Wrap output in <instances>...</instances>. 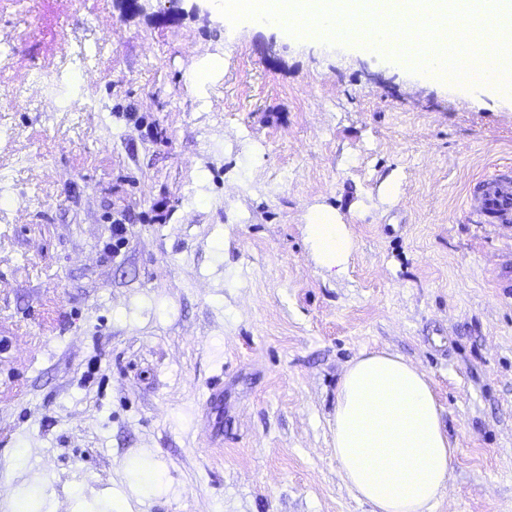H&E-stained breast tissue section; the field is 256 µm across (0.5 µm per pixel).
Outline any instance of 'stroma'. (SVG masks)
Segmentation results:
<instances>
[{"instance_id":"obj_1","label":"stroma","mask_w":512,"mask_h":512,"mask_svg":"<svg viewBox=\"0 0 512 512\" xmlns=\"http://www.w3.org/2000/svg\"><path fill=\"white\" fill-rule=\"evenodd\" d=\"M0 36V512H369L331 435L363 350L442 407L434 512H512V225L469 204L512 172V97L210 0H0ZM78 45L82 111L19 94ZM309 240L314 250L320 255L328 271L336 275L346 269L348 257L352 251V242L345 226L328 221L308 224Z\"/></svg>"}]
</instances>
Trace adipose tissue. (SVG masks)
Here are the masks:
<instances>
[{
	"instance_id": "1",
	"label": "adipose tissue",
	"mask_w": 512,
	"mask_h": 512,
	"mask_svg": "<svg viewBox=\"0 0 512 512\" xmlns=\"http://www.w3.org/2000/svg\"><path fill=\"white\" fill-rule=\"evenodd\" d=\"M309 240L327 269L352 251L344 225L318 221ZM332 443L345 485L371 512H432L457 448L426 374L400 355L360 352L337 391Z\"/></svg>"
}]
</instances>
